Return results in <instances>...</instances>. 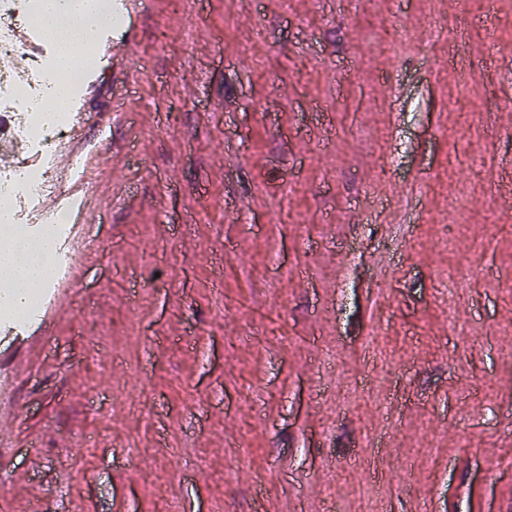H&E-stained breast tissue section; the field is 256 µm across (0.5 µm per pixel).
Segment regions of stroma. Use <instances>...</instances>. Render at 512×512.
<instances>
[{
	"label": "stroma",
	"instance_id": "1",
	"mask_svg": "<svg viewBox=\"0 0 512 512\" xmlns=\"http://www.w3.org/2000/svg\"><path fill=\"white\" fill-rule=\"evenodd\" d=\"M87 78L0 512H512V0H142ZM86 143L77 135L73 141L64 146L54 157V162L59 165L61 179L68 186L64 194L53 195L42 200L41 209L45 213L56 212L67 207L69 199L73 198L80 202L82 207L90 210L94 191L90 183L84 182L82 177L70 165V158L74 154H83Z\"/></svg>",
	"mask_w": 512,
	"mask_h": 512
}]
</instances>
